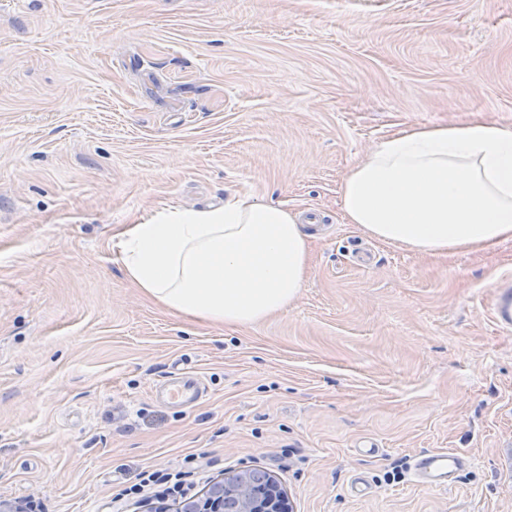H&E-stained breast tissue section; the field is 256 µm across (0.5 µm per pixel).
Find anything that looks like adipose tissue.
Wrapping results in <instances>:
<instances>
[{
  "mask_svg": "<svg viewBox=\"0 0 512 512\" xmlns=\"http://www.w3.org/2000/svg\"><path fill=\"white\" fill-rule=\"evenodd\" d=\"M342 218L371 238L425 254L512 240V128L487 121L412 126L347 172ZM310 235L282 203L233 194L207 209H162L118 235L128 281L171 313L251 325L303 288Z\"/></svg>",
  "mask_w": 512,
  "mask_h": 512,
  "instance_id": "ef3b65f1",
  "label": "adipose tissue"
}]
</instances>
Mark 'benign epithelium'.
Returning a JSON list of instances; mask_svg holds the SVG:
<instances>
[{"instance_id":"1","label":"benign epithelium","mask_w":512,"mask_h":512,"mask_svg":"<svg viewBox=\"0 0 512 512\" xmlns=\"http://www.w3.org/2000/svg\"><path fill=\"white\" fill-rule=\"evenodd\" d=\"M226 494L238 499L239 512H292L290 502L272 478L260 487L252 486L242 479L231 480L210 491L200 502H184L180 512H224Z\"/></svg>"}]
</instances>
